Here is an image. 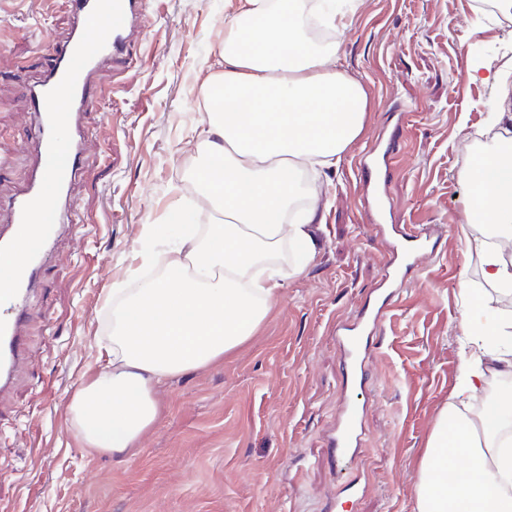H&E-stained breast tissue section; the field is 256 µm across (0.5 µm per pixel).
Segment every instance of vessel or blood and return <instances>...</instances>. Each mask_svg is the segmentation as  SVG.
<instances>
[{
	"label": "vessel or blood",
	"instance_id": "1",
	"mask_svg": "<svg viewBox=\"0 0 512 512\" xmlns=\"http://www.w3.org/2000/svg\"><path fill=\"white\" fill-rule=\"evenodd\" d=\"M70 3V31L50 40L52 63L28 86L38 119L30 147L33 172L0 222V394L12 389L28 354L32 287L63 230L71 188L85 162L82 119L95 76L107 64L119 74L129 70V48L144 34L145 0ZM389 305V299H382L342 326L339 341L352 372L361 371L368 341ZM363 433L356 416L347 415L330 439L334 457L360 446Z\"/></svg>",
	"mask_w": 512,
	"mask_h": 512
}]
</instances>
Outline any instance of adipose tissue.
Listing matches in <instances>:
<instances>
[{"instance_id":"obj_1","label":"adipose tissue","mask_w":512,"mask_h":512,"mask_svg":"<svg viewBox=\"0 0 512 512\" xmlns=\"http://www.w3.org/2000/svg\"><path fill=\"white\" fill-rule=\"evenodd\" d=\"M301 0H240L205 87V117L190 175L203 206L159 255L145 225L135 286L105 301L107 361L71 399L70 431L93 454L125 457L155 423L169 379L223 360L265 320L291 249L292 273L316 252L317 201L298 205L306 171L335 166L359 137L368 107L338 45L302 34ZM470 220L496 225V242L467 234L482 278L512 287V154L475 158L463 171ZM482 300L462 313L463 367L419 465L417 512H512V395L483 399L489 380H512V314L495 315L488 343Z\"/></svg>"}]
</instances>
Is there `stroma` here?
Masks as SVG:
<instances>
[{
  "instance_id": "stroma-1",
  "label": "stroma",
  "mask_w": 512,
  "mask_h": 512,
  "mask_svg": "<svg viewBox=\"0 0 512 512\" xmlns=\"http://www.w3.org/2000/svg\"><path fill=\"white\" fill-rule=\"evenodd\" d=\"M238 8L146 0L134 73L98 77L74 207L33 292L27 369L0 406V512H326L331 502L336 512H417L419 462L460 372L463 300L487 293L512 312L467 250L460 178L496 92L467 70L511 60L512 29L476 18L474 0H361L338 41L368 110L340 164L308 182L324 206L313 263L283 275L246 343L158 387L159 419L131 456L76 443L67 405L102 366L106 296L137 265L143 225H157L162 252L171 215L193 214V128ZM71 23L69 0H0V203L29 175V80L47 65L49 37ZM380 224L426 231L431 245L364 361L359 454L336 461L328 440L346 380L336 330L374 297L391 260Z\"/></svg>"
}]
</instances>
